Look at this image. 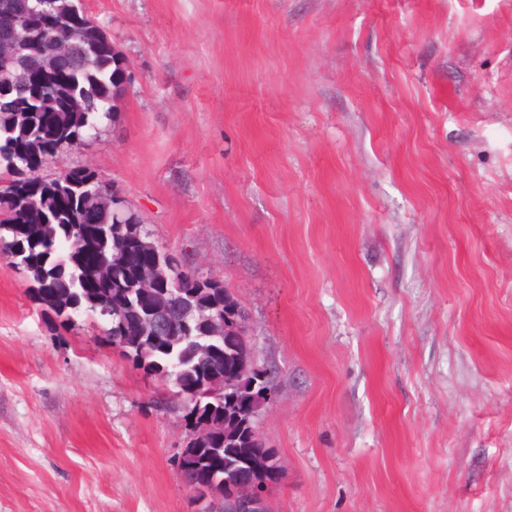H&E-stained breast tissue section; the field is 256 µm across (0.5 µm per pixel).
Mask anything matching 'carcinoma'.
<instances>
[{"mask_svg": "<svg viewBox=\"0 0 512 512\" xmlns=\"http://www.w3.org/2000/svg\"><path fill=\"white\" fill-rule=\"evenodd\" d=\"M80 0H42L49 29H31L14 62L0 63V258L24 271L33 298L59 327L62 312L102 313L109 323L107 342L132 357L136 367L182 389L221 392L224 402L187 408L180 401L189 442V482L224 476V463H256L266 445L256 423L242 426L245 402L255 407L264 395L244 396L249 387L234 358L224 356L226 336L201 329L182 333L183 321L242 309L224 282L204 277L174 255L167 281L141 288L148 248L156 243L128 206L116 203L108 180L87 166L65 167L42 179L36 172L84 139L96 136L111 120L113 100L122 89L129 61L82 10ZM0 23L20 28L17 0H0ZM40 73L36 84L21 75ZM163 303L175 332L155 335L141 319V307ZM237 354L256 366L245 336L235 324Z\"/></svg>", "mask_w": 512, "mask_h": 512, "instance_id": "1", "label": "carcinoma"}]
</instances>
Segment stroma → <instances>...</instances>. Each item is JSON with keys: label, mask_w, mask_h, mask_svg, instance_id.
<instances>
[{"label": "stroma", "mask_w": 512, "mask_h": 512, "mask_svg": "<svg viewBox=\"0 0 512 512\" xmlns=\"http://www.w3.org/2000/svg\"><path fill=\"white\" fill-rule=\"evenodd\" d=\"M121 112L58 166L223 280L270 512H512V0H81ZM0 261V512H199L167 389ZM224 324L225 325H228V327L230 328L231 331H233L234 333H236V345H237V351L236 353L238 355H240L244 360L245 362L250 366V367H254V366H258V367H261L267 377L266 379V382L269 386L270 389H276V385L274 384V378L272 377V371L269 370L266 366L264 365H260V364H257L254 362V359L251 355V351H250V348L248 347L247 343H246V340H245V336H246V333H247V326H245L244 324H235V325H230V324H227L226 322V319L224 318Z\"/></svg>", "instance_id": "1"}]
</instances>
